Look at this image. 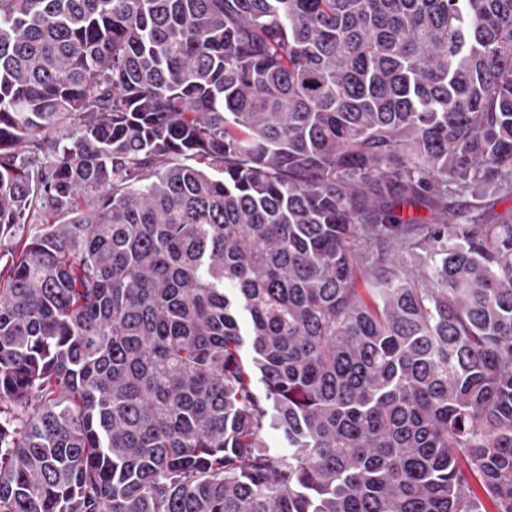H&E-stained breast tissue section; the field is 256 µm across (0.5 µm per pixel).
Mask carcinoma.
I'll list each match as a JSON object with an SVG mask.
<instances>
[{"label": "carcinoma", "mask_w": 512, "mask_h": 512, "mask_svg": "<svg viewBox=\"0 0 512 512\" xmlns=\"http://www.w3.org/2000/svg\"><path fill=\"white\" fill-rule=\"evenodd\" d=\"M509 197L512 0H0V512H512Z\"/></svg>", "instance_id": "carcinoma-1"}]
</instances>
